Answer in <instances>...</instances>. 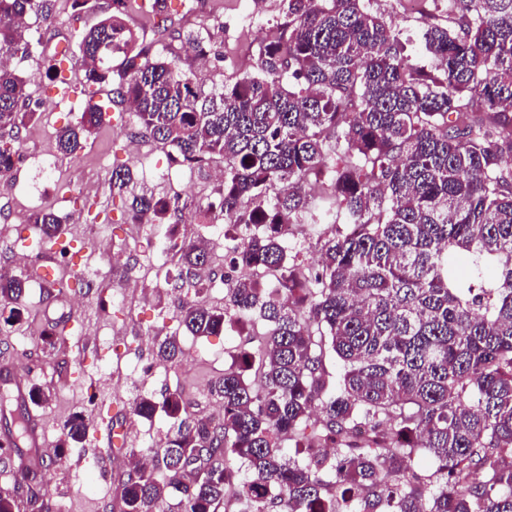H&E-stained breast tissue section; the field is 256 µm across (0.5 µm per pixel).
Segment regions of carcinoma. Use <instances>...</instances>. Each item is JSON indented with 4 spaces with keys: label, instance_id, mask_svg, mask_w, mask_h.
<instances>
[{
    "label": "carcinoma",
    "instance_id": "1",
    "mask_svg": "<svg viewBox=\"0 0 512 512\" xmlns=\"http://www.w3.org/2000/svg\"><path fill=\"white\" fill-rule=\"evenodd\" d=\"M51 2L0 0V51L31 54L27 18L50 20ZM124 2L80 33L85 84L111 86L138 134L181 164L222 159L219 204L199 211L248 230L224 308L190 303L179 324L217 336L256 313L268 331L212 383L221 416L189 411L177 390L137 399V416L162 412L174 433L151 470L130 449L123 512H165L172 496L176 512H222L232 494L238 512H512V0H448L446 23L423 34L431 67L375 0H284L287 25L253 69L209 90L138 44L112 11ZM172 36L200 54L214 40L209 27ZM29 102L28 81L0 63V133L34 119ZM107 112L87 104L58 150L74 154ZM18 161L0 139V179ZM111 184L137 220L172 217L129 171L113 169ZM313 209L340 225L314 271L287 263ZM33 224L43 242L60 231L51 209ZM177 253L195 272L210 262L202 241ZM24 298L25 279L0 278L1 310ZM66 430L83 442L84 418ZM26 433L10 442L28 461L16 477L27 493L0 496V512H49ZM423 448L435 470L421 486L401 461Z\"/></svg>",
    "mask_w": 512,
    "mask_h": 512
}]
</instances>
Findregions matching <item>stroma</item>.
Segmentation results:
<instances>
[{
  "instance_id": "35a3bbf8",
  "label": "stroma",
  "mask_w": 512,
  "mask_h": 512,
  "mask_svg": "<svg viewBox=\"0 0 512 512\" xmlns=\"http://www.w3.org/2000/svg\"><path fill=\"white\" fill-rule=\"evenodd\" d=\"M199 2L198 11L190 13L183 0H169V11L175 23L185 28L217 29L218 37L205 61L196 59L180 42L159 39L146 0H127L123 18L140 42L176 61L182 71L208 88L251 70L259 57L263 42L253 30L237 25L240 15L255 13L269 31L284 21L282 0ZM375 7L394 21L408 52L422 55L421 14L431 9L432 0H422L416 10L406 0H377ZM99 17V12L74 0H55L48 26L29 24L32 39L41 43L38 52L11 59L12 66L30 79L33 107L39 112L37 119L21 129L19 150L34 156L54 154L57 169L48 176L20 163L11 183H0V222L11 224L9 233L0 234V265L9 260L10 245L28 236L23 219L30 209L71 214L86 203L100 218L78 224L79 243L129 255L128 260L94 268L93 288L86 308L80 311L90 335H74L66 325L53 322L54 306L67 301L54 285L43 291L28 286L19 322L0 315V367L12 369L16 384L35 382L49 396L39 405L26 398L14 401L13 407L40 424L48 466L40 490L52 512H121L129 450L159 442L171 426L161 413L150 420L136 416L135 400L160 395L167 388L178 389L191 411L211 414V382L234 355L252 348L255 336L266 330L254 314L244 317L241 325L208 338L192 336L178 325L176 317L183 302L174 284L181 263L177 255L164 251L170 227L134 223L126 203L112 194L111 173L118 166L129 169L160 200L192 193L197 201L211 202L218 199L219 190L210 179L172 163L171 147L136 136V118L128 105L113 104L111 121L90 134L75 155L58 154L56 134L75 123L78 113L72 110L70 99L53 98L41 63L54 56L57 46L76 44L78 29L91 26ZM132 276L145 281L146 295L113 303L112 282ZM163 332L178 336L183 353L168 368L153 375L144 373V366L156 360L151 342ZM76 414L87 420L86 440L77 447H61L65 425ZM109 434L117 438V445H106L104 438Z\"/></svg>"
}]
</instances>
